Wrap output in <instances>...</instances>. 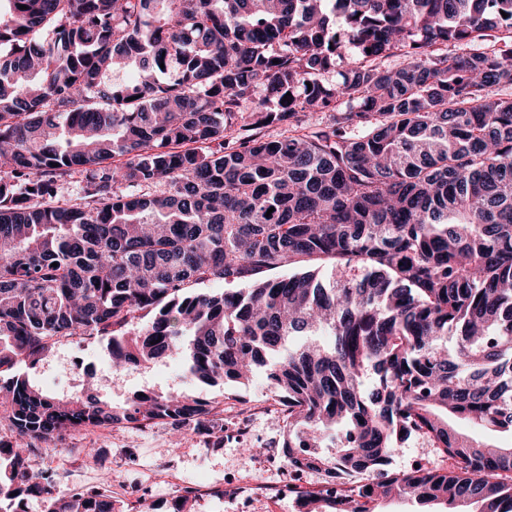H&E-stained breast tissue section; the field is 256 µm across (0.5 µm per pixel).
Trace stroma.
<instances>
[{
  "label": "stroma",
  "instance_id": "1",
  "mask_svg": "<svg viewBox=\"0 0 512 512\" xmlns=\"http://www.w3.org/2000/svg\"><path fill=\"white\" fill-rule=\"evenodd\" d=\"M71 349L79 350L103 376L99 395L115 405L124 404L137 392L192 394L197 390L196 385L183 383L180 358L114 371L105 347L82 336L63 340L37 366L20 364L16 371L49 394L82 395L84 377L61 367ZM207 395L224 404L217 425L179 431L164 423L77 430L58 445L42 443L30 457V468L64 489L110 486L126 502L144 501L151 512H172L177 489L195 484L204 487L195 498V512H298L294 498L276 496L274 486L294 482L312 489L318 477L313 473L297 478L289 475L281 453V406L264 371H257L248 385L221 384L208 389ZM417 464L445 468L449 461L429 439L411 437L397 445L389 469L404 472ZM233 477L246 485L261 483L263 490L239 498L225 489L226 480Z\"/></svg>",
  "mask_w": 512,
  "mask_h": 512
}]
</instances>
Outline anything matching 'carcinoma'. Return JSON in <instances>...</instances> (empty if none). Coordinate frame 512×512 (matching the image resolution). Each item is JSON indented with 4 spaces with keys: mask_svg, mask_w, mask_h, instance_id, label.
I'll return each mask as SVG.
<instances>
[{
    "mask_svg": "<svg viewBox=\"0 0 512 512\" xmlns=\"http://www.w3.org/2000/svg\"><path fill=\"white\" fill-rule=\"evenodd\" d=\"M396 51L398 67L378 63ZM338 62L342 82H325ZM121 70L133 79L112 83ZM501 86H512V0H0L9 512L33 498L47 512H137L106 488L56 490L30 469L35 442L224 412L187 394L115 406L89 387L63 399L12 373L72 336L105 342L115 369L179 356L192 383H246L266 367L288 470L320 480L294 486L300 512H372L403 495L512 512V444L450 425L512 432ZM284 121L275 139L256 133ZM59 175L80 177L81 202L57 200ZM325 260L342 269L327 286L313 270ZM323 330L332 345L287 347ZM339 423L342 447L319 452ZM412 435L454 465L390 472Z\"/></svg>",
    "mask_w": 512,
    "mask_h": 512,
    "instance_id": "obj_1",
    "label": "carcinoma"
}]
</instances>
